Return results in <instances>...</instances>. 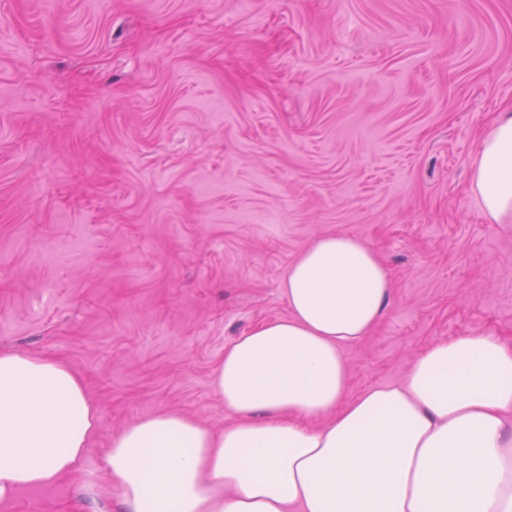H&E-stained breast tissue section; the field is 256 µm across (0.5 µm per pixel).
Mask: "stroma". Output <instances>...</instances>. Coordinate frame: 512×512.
I'll use <instances>...</instances> for the list:
<instances>
[{
	"mask_svg": "<svg viewBox=\"0 0 512 512\" xmlns=\"http://www.w3.org/2000/svg\"><path fill=\"white\" fill-rule=\"evenodd\" d=\"M507 109L512 0H0V351L65 361L97 409L80 470L5 512H121L123 427L232 424L224 350L288 316L323 235L393 283L349 396L442 340L512 346V223L469 183Z\"/></svg>",
	"mask_w": 512,
	"mask_h": 512,
	"instance_id": "1",
	"label": "stroma"
}]
</instances>
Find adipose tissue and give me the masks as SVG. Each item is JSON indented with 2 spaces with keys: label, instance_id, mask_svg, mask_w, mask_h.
<instances>
[{
  "label": "adipose tissue",
  "instance_id": "1",
  "mask_svg": "<svg viewBox=\"0 0 512 512\" xmlns=\"http://www.w3.org/2000/svg\"><path fill=\"white\" fill-rule=\"evenodd\" d=\"M471 185L485 218L512 221V111L482 138ZM392 288L361 240H314L282 284L289 316L224 351L214 384L234 423L162 410L109 442L122 512H512L511 347L441 341L401 383L348 398L342 351ZM95 419L66 362L0 351V504L76 473Z\"/></svg>",
  "mask_w": 512,
  "mask_h": 512
}]
</instances>
